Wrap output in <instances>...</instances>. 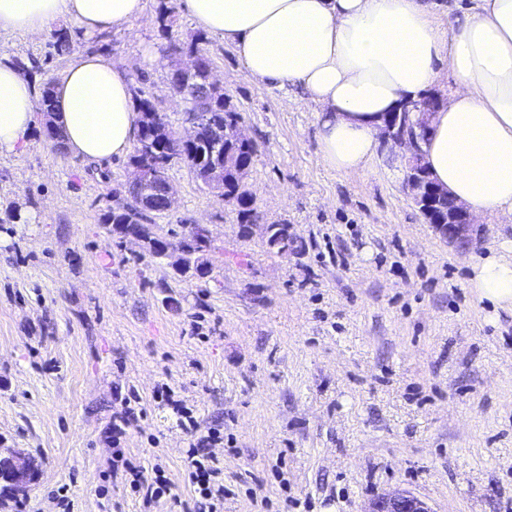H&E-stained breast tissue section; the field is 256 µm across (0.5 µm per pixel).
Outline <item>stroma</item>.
Listing matches in <instances>:
<instances>
[{"label": "stroma", "mask_w": 512, "mask_h": 512, "mask_svg": "<svg viewBox=\"0 0 512 512\" xmlns=\"http://www.w3.org/2000/svg\"><path fill=\"white\" fill-rule=\"evenodd\" d=\"M146 3L126 29H72L63 55L50 34H0V60L35 59L58 79L75 55H106L185 133L162 7L174 37L199 28L181 0ZM206 48L260 146L247 184L262 223L243 232L233 204L174 166L152 231L176 243L206 228L205 275L104 223L128 158L84 164L39 126L25 149L0 152V455L38 468L23 491L0 477V512H171L192 499L195 439L220 461L224 512H364L396 489L433 512H512V311L468 286L473 258L511 242L512 223L480 217L472 245L449 243L405 189L402 160L383 148L366 171L327 169L315 106L248 80L223 39ZM267 224L289 225L297 251L269 252ZM134 396L142 417L113 435ZM130 467L161 471L171 498L130 494Z\"/></svg>", "instance_id": "35a3bbf8"}]
</instances>
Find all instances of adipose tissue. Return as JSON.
<instances>
[{
    "label": "adipose tissue",
    "mask_w": 512,
    "mask_h": 512,
    "mask_svg": "<svg viewBox=\"0 0 512 512\" xmlns=\"http://www.w3.org/2000/svg\"><path fill=\"white\" fill-rule=\"evenodd\" d=\"M223 38L247 78L292 85L317 108L319 157L341 174L367 170L388 112L450 75L448 102L419 148L432 178L474 214L512 222V0H475L447 26L433 0H183ZM145 0H0V31L41 36L66 21L92 36L140 18ZM68 150L97 165L125 156L139 126L127 68L79 54L55 92ZM34 87L0 63V150L24 147ZM479 299L512 309V244L471 264Z\"/></svg>",
    "instance_id": "obj_1"
}]
</instances>
